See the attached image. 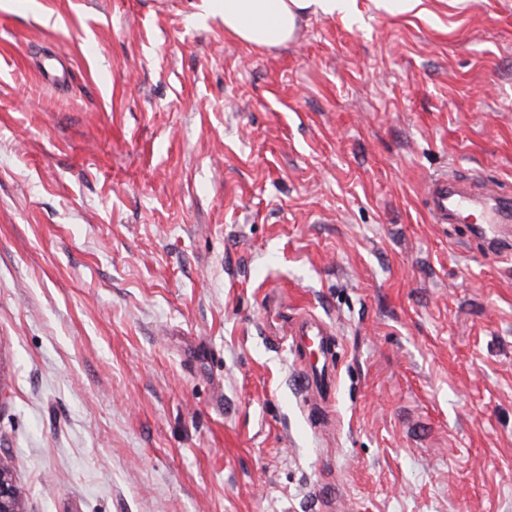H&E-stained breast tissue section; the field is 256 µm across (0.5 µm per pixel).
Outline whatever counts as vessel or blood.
I'll use <instances>...</instances> for the list:
<instances>
[{
  "label": "vessel or blood",
  "instance_id": "b4317fda",
  "mask_svg": "<svg viewBox=\"0 0 512 512\" xmlns=\"http://www.w3.org/2000/svg\"><path fill=\"white\" fill-rule=\"evenodd\" d=\"M429 195L432 211L439 223L465 222L480 212L477 244L485 255L500 259L512 256V236L507 235L498 218L505 205L503 196L491 188L445 176L432 182ZM287 333L303 360V383L308 394L330 400L335 394V366L332 350L334 333L330 326L311 313L300 314L288 323Z\"/></svg>",
  "mask_w": 512,
  "mask_h": 512
}]
</instances>
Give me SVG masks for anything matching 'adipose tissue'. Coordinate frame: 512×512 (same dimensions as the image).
<instances>
[{"label":"adipose tissue","instance_id":"adipose-tissue-1","mask_svg":"<svg viewBox=\"0 0 512 512\" xmlns=\"http://www.w3.org/2000/svg\"><path fill=\"white\" fill-rule=\"evenodd\" d=\"M352 0H208L224 19V30L253 47L290 41L305 13L332 17L346 12Z\"/></svg>","mask_w":512,"mask_h":512}]
</instances>
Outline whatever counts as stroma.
Wrapping results in <instances>:
<instances>
[{
    "label": "stroma",
    "instance_id": "35a3bbf8",
    "mask_svg": "<svg viewBox=\"0 0 512 512\" xmlns=\"http://www.w3.org/2000/svg\"><path fill=\"white\" fill-rule=\"evenodd\" d=\"M512 0H0V459L23 512H512ZM335 333L309 416L275 315ZM224 19V31L253 47L290 41L305 13L336 16L352 0H202ZM476 189H479L478 185L452 176L438 178L429 189L431 209L440 224L463 223L473 216L472 212H480L483 222L475 224L478 229L477 245L485 255L508 260L512 253V240L503 231L498 218L506 203L505 198L493 196V190L488 187L480 193H476ZM478 198L487 199L480 208H477Z\"/></svg>",
    "mask_w": 512,
    "mask_h": 512
}]
</instances>
